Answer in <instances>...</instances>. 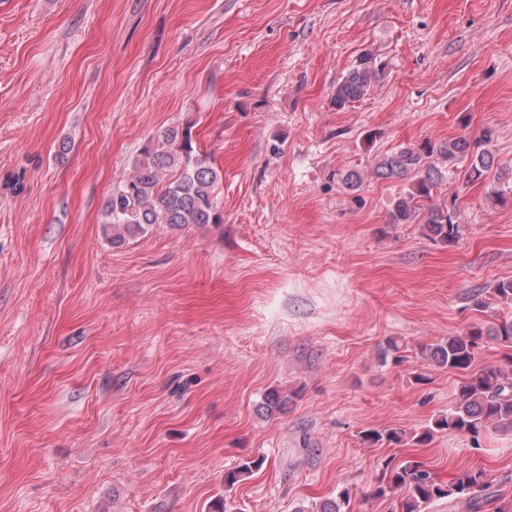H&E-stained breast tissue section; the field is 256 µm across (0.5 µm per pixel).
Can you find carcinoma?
<instances>
[{
    "label": "carcinoma",
    "instance_id": "carcinoma-1",
    "mask_svg": "<svg viewBox=\"0 0 512 512\" xmlns=\"http://www.w3.org/2000/svg\"><path fill=\"white\" fill-rule=\"evenodd\" d=\"M382 72L372 58H360L336 88L331 103L343 109L360 99ZM492 139L490 129L475 142L464 136L441 142L427 139L380 158L375 167L380 177L400 178L412 171L420 173L410 189L395 201L390 223L412 224L424 210L426 237L444 246L458 243L463 225L458 223L455 210L424 206L443 178L432 159L464 165L466 182L487 184L486 197L495 204H503L506 197L498 183L506 177L512 179V170L498 172L497 182L487 183L494 164V156L487 148ZM132 168V174L112 190L105 205V223L112 225V244L118 246L125 236L142 233L156 224L179 227L221 223L215 191L222 177L207 156L194 149L190 128L171 126L161 131L140 150ZM485 337L504 348V363L476 366L479 345ZM422 360L427 366L457 374L460 380L448 413L414 435L413 443L424 445L435 432L443 430L468 434L476 443L490 431L512 433V316L497 318L488 326L475 324L446 341L429 345L422 351ZM292 398L291 394L284 396L272 390L265 395L264 409L269 414L278 412ZM404 436L405 432L396 429L368 430L363 434L364 441L370 444H400ZM261 465L262 461L257 459L242 463L225 473L224 485L232 487L247 479ZM485 477L483 470H467L444 482L420 460L397 463L389 460L370 495L388 498L403 493L399 512H424L429 503L445 498L464 500L469 512H481L484 501L478 492L488 486ZM350 501L351 494L344 489L333 500L319 505L301 504L295 512H348Z\"/></svg>",
    "mask_w": 512,
    "mask_h": 512
}]
</instances>
